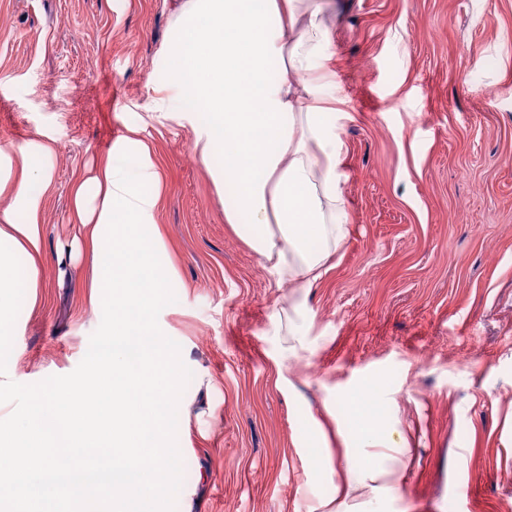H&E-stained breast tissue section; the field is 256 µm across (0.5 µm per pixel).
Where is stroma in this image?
Listing matches in <instances>:
<instances>
[{"label": "stroma", "instance_id": "35a3bbf8", "mask_svg": "<svg viewBox=\"0 0 512 512\" xmlns=\"http://www.w3.org/2000/svg\"><path fill=\"white\" fill-rule=\"evenodd\" d=\"M328 69L342 117L348 233L307 289L292 292L224 221V202L172 112L147 114L173 0H0V142L48 138L49 259L33 311L16 315L23 382L75 369L100 319L70 252V187L145 122L162 176L158 222L183 283L158 317L185 348L182 397L212 409L181 452L195 512H308L345 475L347 396L388 383L382 414L407 446L380 459L396 488L380 512H504L512 506V0H335ZM299 329L291 387L274 360ZM208 374L217 392L203 395ZM332 460L314 474L311 418Z\"/></svg>", "mask_w": 512, "mask_h": 512}]
</instances>
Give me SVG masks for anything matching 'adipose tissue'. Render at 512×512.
Wrapping results in <instances>:
<instances>
[{"label":"adipose tissue","instance_id":"adipose-tissue-1","mask_svg":"<svg viewBox=\"0 0 512 512\" xmlns=\"http://www.w3.org/2000/svg\"><path fill=\"white\" fill-rule=\"evenodd\" d=\"M322 0H179L174 37L164 59L176 97L154 99V111L184 113L195 130L193 148L208 166L216 192L234 191L225 223L267 225L251 247L277 282L302 288L324 274L332 248L347 233L339 112L329 101L333 75L324 67L332 41ZM285 57L283 73L269 61ZM48 142L0 144V352L15 348V313L34 309L47 262L44 203L53 187ZM157 214L160 174L138 124L111 147L92 175L72 185V260L92 264V233L107 190ZM322 241L319 250L313 241ZM347 445L404 448L398 429L353 403ZM383 468L366 467L356 483L342 482L327 512L353 497L373 502L389 491Z\"/></svg>","mask_w":512,"mask_h":512}]
</instances>
